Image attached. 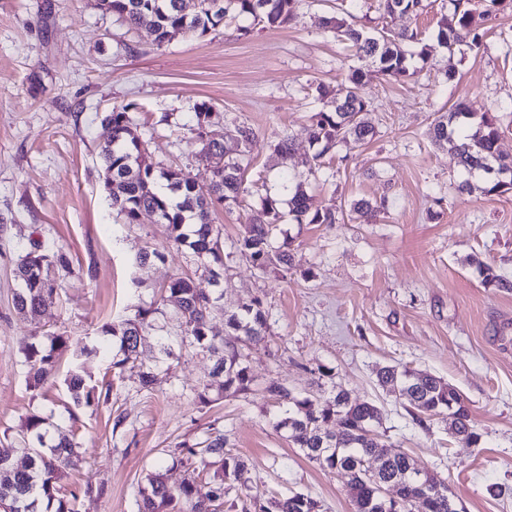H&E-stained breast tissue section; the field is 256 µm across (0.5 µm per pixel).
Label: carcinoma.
I'll list each match as a JSON object with an SVG mask.
<instances>
[{"instance_id":"obj_1","label":"carcinoma","mask_w":512,"mask_h":512,"mask_svg":"<svg viewBox=\"0 0 512 512\" xmlns=\"http://www.w3.org/2000/svg\"><path fill=\"white\" fill-rule=\"evenodd\" d=\"M300 0H200V8L192 12L183 9V0H95L97 9L118 16L130 29L141 23H151L155 40L163 43L177 28L204 36L228 20L240 17L252 19L263 29L281 27L296 18ZM451 16L438 22L436 39L451 47L468 43L479 49L483 33L479 21L491 18L495 8L512 0H490L491 8L480 13L468 7L471 0H448ZM426 0H379L383 14H418L426 10ZM325 28L336 31V36L347 43L360 61H370L388 79L401 80L410 75L412 61L428 62L426 45L416 32H394L387 27L367 31L357 28L345 19L330 17L324 20ZM365 73L360 68L350 69L344 85V95L336 101L334 111L311 113L306 134L311 144L318 147L315 158L320 159L335 147L353 137L367 140L374 129L362 118L369 102L363 95ZM196 138L214 133L210 109L203 105L196 113ZM133 125L129 106L114 108L102 120L101 137L104 141L102 160L104 188L112 208L127 224L138 220L143 211H154L165 225L167 242L184 248L198 262L220 264L221 233L213 224L212 213L218 205H228L238 200L245 191L244 164L246 146L255 137L253 129L245 124L236 125L224 137L211 141L212 179L206 186L197 185L181 168L161 167L142 160L146 151L142 139L130 140L125 131ZM502 129L497 116L484 113L472 117L464 102L455 103L448 112L440 115L433 127V139L446 143L458 159L462 180L457 190L470 193L480 189L486 194H503L512 191L500 182L475 177L478 160L493 162L512 170V159L500 151ZM264 218L249 223L244 236L238 241V250L252 265L265 271L270 268L292 267L291 251L273 244V227L280 220L276 201H262ZM288 216L298 224H334L336 210L328 207L311 211L309 197L302 183L295 184L288 199ZM33 251L43 260V266H34L21 256L16 266L20 289L15 294L19 313L34 316L39 313L45 298L54 293L56 280L50 267H69L62 253H49L37 243ZM163 300L171 303L181 330L180 347L209 353L216 358L214 375L223 377L222 387L236 392L250 390L252 378L247 365L249 345L259 342L266 333V317L259 299L243 305L238 313L224 316L227 335L238 337L240 345H226L210 334L209 318L216 299L200 293L192 281L183 276L173 278L166 288ZM149 309H141L133 319L114 321L102 326L101 333L119 340L123 358L112 362V367L123 369L134 364L143 329L149 326ZM66 345V338L54 336L51 347L44 350L30 345L25 351L29 366V385L40 387L55 371L54 351ZM377 381L399 392L405 402L415 410V420L424 424V418L433 415L450 417V431L461 448L479 445L481 435L476 431L467 405L461 394L450 384L410 368L398 369L384 366L376 373ZM66 382L75 403L90 400L91 392L85 390V379L80 367L70 369ZM264 392L270 397L288 403V408L276 416L274 427L287 434L292 444L312 461L348 477V495L354 512H385L378 500V484L396 483L395 493L401 501L398 512H448V486L437 473L423 471L418 479L407 474L411 459L405 452H395L382 457L376 476H369L364 467L365 459L376 449L385 447L378 428L382 426V409L371 401L350 397L344 389L325 398H299L283 384L268 382ZM335 420L338 428L327 431V424ZM74 443L62 437L45 452L41 446L27 448L3 446L0 448V506L7 509L13 501L23 504L28 512H36L37 503L46 507L56 506L55 512H70L64 500L58 497V480L63 470L71 464ZM185 454L189 465L196 463L213 472L207 491H201L196 478L189 476L173 488L164 475L157 472L147 478L146 486L138 489L139 512H166L170 506L177 512H218L230 490L247 484V463L227 449L222 434L205 440L201 448L187 447ZM241 512H320V505L311 496L293 492L285 496L265 498L260 494L241 501Z\"/></svg>"}]
</instances>
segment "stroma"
<instances>
[{
    "instance_id": "obj_1",
    "label": "stroma",
    "mask_w": 512,
    "mask_h": 512,
    "mask_svg": "<svg viewBox=\"0 0 512 512\" xmlns=\"http://www.w3.org/2000/svg\"><path fill=\"white\" fill-rule=\"evenodd\" d=\"M448 9V0H431L421 16L388 19L392 30L420 32L429 61L400 81L369 71L364 119L374 137L347 141L319 166L301 131L312 112L334 110L355 64L323 24L336 0H301L296 21L279 28L244 36L227 23L162 43L149 27L128 29L94 0H0V446H22L33 414L48 419V441L75 439L77 456L59 482L70 512H137L148 474L162 472L178 486L188 475L180 444L215 432L250 468L247 489L231 491L224 512H237L248 493L291 492L311 495L322 512H353L346 476L310 461L274 428L280 407L262 391L272 380L296 396L339 386L376 402L389 451L437 472L463 512H512V192H457V159L431 134L435 119L461 98L475 114H499L500 149L512 157V11L483 21L481 49L462 43L450 50L435 37ZM320 84L327 96H318ZM203 104L220 127L244 122L255 131L245 192L212 215L224 259L212 333L224 336L225 312L252 299L267 314L269 335L249 351L254 387L247 394L222 391L208 354L161 357V339L179 342L173 309L161 299L172 274H190L204 293L215 288L187 254L166 247L156 216L124 223L103 188L101 121L125 105L154 163L180 165L209 183L191 131ZM166 114L171 124L163 123ZM289 133L297 139L285 163L273 146ZM298 180L312 209H340L338 223L286 219L288 185ZM266 196L284 214L274 243L289 244L295 255L285 272H259L237 251ZM362 199L384 202L377 223L354 212ZM36 242L63 252L69 266L57 270L60 289L40 314L24 318L13 305L15 268ZM156 248L165 261L138 264L140 253ZM483 264L496 282H485ZM501 279L510 288L498 287ZM142 307L153 311L138 358L157 375L150 391L135 371L80 355L104 324ZM53 334L67 338L56 373L31 389L23 348ZM77 364L93 395L87 406L74 403L65 382ZM383 366L452 385L479 445L459 448L441 416L415 424L407 403L378 384ZM201 389L208 404L197 401ZM493 484L506 495L493 496Z\"/></svg>"
}]
</instances>
